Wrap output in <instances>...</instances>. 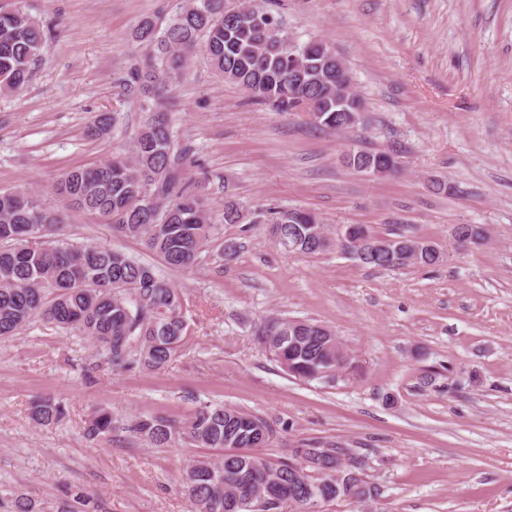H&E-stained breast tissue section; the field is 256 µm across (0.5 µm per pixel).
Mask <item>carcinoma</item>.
Listing matches in <instances>:
<instances>
[{"label": "carcinoma", "instance_id": "carcinoma-1", "mask_svg": "<svg viewBox=\"0 0 512 512\" xmlns=\"http://www.w3.org/2000/svg\"><path fill=\"white\" fill-rule=\"evenodd\" d=\"M48 34L25 5L0 11V94L8 95L29 82ZM133 39L145 53L125 85L149 113L132 141L131 156L111 158L93 166L65 172L53 194L67 209L92 214L112 232L135 239L155 254L166 268H193L202 252L215 245L220 233L206 202L205 184L188 172L190 149L173 138L161 95L184 76L188 60L202 51L215 73L241 87L255 101L277 112L317 110L313 125L333 131L352 128L344 108L361 106L347 70L336 73V63L324 61L318 45L297 44L284 34L278 19L258 4L238 0H184L163 31L143 20ZM116 118L100 114L88 129L94 139L106 137ZM385 150H355L345 163L353 168L386 161ZM269 231L284 250L297 254L323 252L328 228L304 210H271ZM58 209L38 195L0 192V337L14 336L40 318L56 328L89 338L97 353L120 369H160L184 344L188 323L184 300L176 285L156 266L124 252L90 244L75 247L62 238ZM461 241L482 244L484 230L458 224ZM362 240L380 243L377 250L360 243L350 255L364 266L393 269L390 250L399 238H380L368 226H359ZM441 260L435 250L421 249L409 265L431 266ZM266 326L273 335L259 341L287 372L307 380L335 379L336 363L345 349L336 345V333L313 319L282 316ZM32 414L40 424L57 423L62 405L50 398L34 402ZM122 429L154 448L181 443L224 451V442L236 440L249 449L241 458L199 457L182 470V484L190 512H250L247 498L273 499L267 512H282L288 501L303 496L311 483L299 480L298 470L342 485L352 470L336 477V460L359 457L350 448L334 444L292 449L288 464L276 463L255 450L273 442L276 428L266 419L224 405H208L177 424L154 414L124 423L106 409L88 420L86 434L107 438ZM62 512H97L92 498L82 492Z\"/></svg>", "mask_w": 512, "mask_h": 512}]
</instances>
